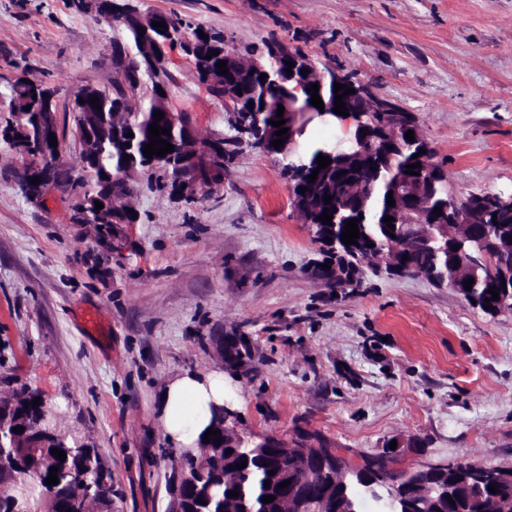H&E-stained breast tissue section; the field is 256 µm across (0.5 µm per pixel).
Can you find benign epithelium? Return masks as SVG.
<instances>
[{"label":"benign epithelium","instance_id":"obj_1","mask_svg":"<svg viewBox=\"0 0 512 512\" xmlns=\"http://www.w3.org/2000/svg\"><path fill=\"white\" fill-rule=\"evenodd\" d=\"M86 7L94 10L99 16L107 19L115 27H124L131 23L143 31L140 35L142 52L133 56L125 50L121 53V62L116 66L115 81L127 85L139 79V72L146 68L155 71L160 81V88L150 92L154 99L155 111L164 113V118L158 125L164 128L180 127L181 137L170 141L174 151L165 155L169 159L168 165L177 166L182 171H188L191 176L177 181L175 194L191 201L203 199L212 190L214 177L224 173V137L215 136L205 140L195 137L189 127L188 117L182 113L170 111L166 96L160 94L165 89L167 73L166 63L168 50L175 44L192 56L196 63L198 79L210 91L220 87V83L236 79L232 64L238 60L235 50L226 42L222 43L217 57L210 59V65L202 63L201 56L205 54L201 38L188 37L179 24L171 22L167 17L158 13H143L135 5V0H83ZM163 22L167 29L153 26V22ZM226 63L227 74L217 71V62ZM293 62L294 67L288 73V84H283V77L279 76L281 69L287 67V62ZM270 71L267 72L266 94H273L281 99L285 112L284 128L288 129L283 135L285 142L279 148L272 144L278 139V128L269 124V121L281 119L275 114L251 111H239L237 103L229 97H224V108L235 117V128L241 136L253 137V132L263 130L265 134L254 140V143L266 154L276 158L280 163H288V174L298 173L300 178L291 184V194L295 204H300L309 196L316 193L319 185L328 183V176L319 171L315 182H310L311 172L302 168L298 150L299 130L312 121L323 125H332L334 122L347 119L354 126L352 136L343 145H330L327 151L332 163L329 168L336 169L337 175L333 177L331 188V202L326 205L329 214L333 215L332 224L327 231L320 235L321 241L331 239L329 246L334 249H348L355 253L368 250V241L360 237L357 244L345 245L341 241V232L338 230L337 219L342 213L348 212L354 216L363 208V200L352 195L350 184L355 181H364L372 174V169H381L397 158L405 149L411 148L418 157L410 160L412 164H419L415 168L416 174L410 175L401 171L396 179L393 195L395 205L390 211L394 223L404 224L416 228L420 224H456L461 232L471 234L470 226L488 219L489 213L497 211L500 222L512 221V199L504 200L498 196H486L484 210L475 207H462L458 204H446L440 214L433 213L431 199L421 192L409 190L410 184L417 180L427 182V190L434 193L437 186L447 184L445 171L431 161L432 149L425 140L408 141L404 134L413 130V125L403 121L398 110L389 107L382 99L369 97L366 87L352 76L343 74L333 68L327 70L318 67L310 59L283 48H274L269 57ZM307 74H301V71ZM331 76L336 83H341L355 90V93L346 96L345 107L348 116L344 117L333 112L335 101L323 100L324 110H319L310 103L312 94L308 89L315 83L321 84L326 76ZM30 94L36 96L38 112L36 124L31 127L28 120L29 112H21L18 104L0 101V112L12 113L14 128L21 135L14 148V154L21 161L27 171V180L24 182L25 190L35 195L45 190L54 181L55 168L62 158V143L50 146V135L57 134L56 97L53 90L34 80H28ZM97 86L91 83L80 85L71 95V103L81 112L82 126L76 132V139L81 147L83 169L87 170L98 163L96 141L99 133L100 113L90 104L94 90ZM369 99L370 108L383 113L382 122L369 117V113L356 106L360 99ZM37 132L39 149H30L28 136ZM425 153H420V150ZM40 178V183H30L32 178ZM306 187L305 193L299 192V187ZM131 189L129 179L124 173H105L99 177L96 188H88L83 183V175L73 179L72 190L76 198L74 204V219L97 218L99 224H133L134 215L125 211L117 212L120 202L126 192ZM101 202L103 208L95 209V202ZM475 261L474 257L459 256L448 267V278L442 284L448 287L464 286V271L467 265ZM486 287H494L499 293V299H492V294L485 293L481 299L476 295L469 296V300L476 301V305L489 306L487 312L512 311V268H491L485 279ZM235 413L224 410V439L228 440L226 446L235 448L241 443L248 442L231 425ZM268 447L275 449L278 458L277 473L281 482L287 481L288 500L291 512H320L321 504H326L333 512H356L352 504L341 506L328 501V492L319 482L335 469L340 480H345L350 474H355L360 465L350 462L337 448H318L306 438V434L297 433L289 440L268 437ZM431 471L454 470L465 474L464 484L467 487H480L484 481L512 482V468H487L475 462L462 465L456 463L437 464L429 467ZM420 470L403 471L390 481H381L373 478L362 483L364 493L369 495L376 503L378 512H428V499L430 493L418 488L417 481Z\"/></svg>","mask_w":512,"mask_h":512}]
</instances>
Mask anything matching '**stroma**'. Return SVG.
<instances>
[{"label": "stroma", "mask_w": 512, "mask_h": 512, "mask_svg": "<svg viewBox=\"0 0 512 512\" xmlns=\"http://www.w3.org/2000/svg\"><path fill=\"white\" fill-rule=\"evenodd\" d=\"M224 38L278 43L410 112L456 196L512 197V0H138ZM122 30L77 0H0V99L22 75L56 92L63 164L33 197L0 151V390L24 383L112 473V512H171L183 451L161 400L187 373H228L245 437L305 430L392 473L512 466V312L418 275L361 264L342 280L288 175L236 139L223 101L173 50L167 100L201 138L234 141L224 176L186 202L139 179L133 224L74 221L82 170L66 107L112 84ZM96 310L101 331L80 313Z\"/></svg>", "instance_id": "1"}]
</instances>
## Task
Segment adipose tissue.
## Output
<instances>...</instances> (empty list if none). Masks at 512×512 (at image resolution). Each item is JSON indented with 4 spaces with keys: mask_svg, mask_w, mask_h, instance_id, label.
I'll use <instances>...</instances> for the list:
<instances>
[{
    "mask_svg": "<svg viewBox=\"0 0 512 512\" xmlns=\"http://www.w3.org/2000/svg\"><path fill=\"white\" fill-rule=\"evenodd\" d=\"M232 403L223 374H184L170 383L163 393L166 432L178 447H193L208 425L212 409Z\"/></svg>",
    "mask_w": 512,
    "mask_h": 512,
    "instance_id": "obj_1",
    "label": "adipose tissue"
}]
</instances>
